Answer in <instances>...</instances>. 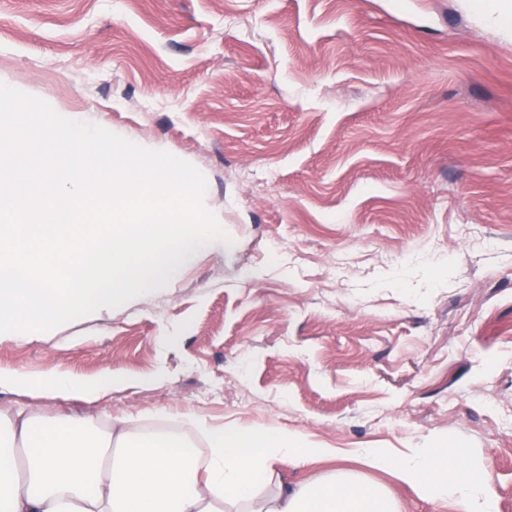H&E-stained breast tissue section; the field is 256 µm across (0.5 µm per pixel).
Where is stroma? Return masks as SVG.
Here are the masks:
<instances>
[{"mask_svg": "<svg viewBox=\"0 0 512 512\" xmlns=\"http://www.w3.org/2000/svg\"><path fill=\"white\" fill-rule=\"evenodd\" d=\"M0 0V83L193 164L234 238L152 296L0 339V411L283 429L420 498L359 448L442 440L512 512V0ZM171 337L163 345V337ZM144 385L92 404L47 373Z\"/></svg>", "mask_w": 512, "mask_h": 512, "instance_id": "35a3bbf8", "label": "stroma"}]
</instances>
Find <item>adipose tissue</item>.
Listing matches in <instances>:
<instances>
[{
    "label": "adipose tissue",
    "mask_w": 512,
    "mask_h": 512,
    "mask_svg": "<svg viewBox=\"0 0 512 512\" xmlns=\"http://www.w3.org/2000/svg\"><path fill=\"white\" fill-rule=\"evenodd\" d=\"M131 383L120 370L93 384L56 375L46 392L91 402ZM190 422L206 455L180 434L147 430L131 418L101 427L80 414L0 412V512H401L379 484L344 473L291 482L275 467L280 457L301 465L333 459L336 449L284 430L227 429L199 416ZM359 456L424 499L451 500L459 512H493L482 483L451 463L445 442L401 456L388 448Z\"/></svg>",
    "instance_id": "adipose-tissue-1"
}]
</instances>
